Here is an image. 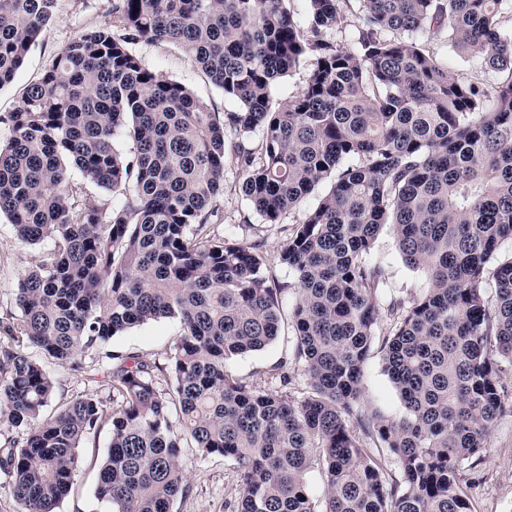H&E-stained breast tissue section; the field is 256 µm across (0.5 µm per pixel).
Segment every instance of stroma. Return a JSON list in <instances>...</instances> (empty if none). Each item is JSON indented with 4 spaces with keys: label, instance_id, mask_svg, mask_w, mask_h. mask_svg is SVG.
I'll return each mask as SVG.
<instances>
[{
    "label": "stroma",
    "instance_id": "stroma-1",
    "mask_svg": "<svg viewBox=\"0 0 512 512\" xmlns=\"http://www.w3.org/2000/svg\"><path fill=\"white\" fill-rule=\"evenodd\" d=\"M110 0H60L55 18L40 39L31 47L23 66L13 80L0 88V115L14 110L21 102L25 88L36 80L51 59L79 32L97 27L110 19ZM426 43L439 59L446 62L451 72L465 76L482 73L493 82L498 71L486 68L482 60L457 50L447 33L428 36ZM136 53L160 75L180 81L203 97L213 110L227 112L233 107L222 91L215 88L185 47L168 44H140ZM239 176L235 168L224 172V222L219 232L233 233L246 244L260 240L267 257L274 258L288 237L296 213L284 214L279 223L268 224L257 215L249 202L237 191ZM40 253L39 248L20 242L6 216H0V314L14 310V290L19 279L30 268ZM373 260L380 262L386 272L384 291L396 297H409L420 289L427 276L424 271L410 267L396 247L390 229H382L371 250ZM181 332L175 318H163L141 324L114 337L111 348L117 352H135L144 359L165 362L173 343ZM290 330H282L279 338L263 350L232 358L227 368L236 377L263 389H276L269 371L290 352ZM362 408L389 418L400 417L403 406L400 397L383 370L380 348H373L364 368ZM110 438L109 430H101L83 449L82 466L75 478V487L59 512H101L94 497L96 461L105 452ZM181 467L191 484L189 495L176 497L171 512H227L226 504L236 487V473L231 462L220 456L201 457L196 449L183 448ZM476 484L468 488L473 512H512V416L498 421L488 440L485 457L471 471Z\"/></svg>",
    "mask_w": 512,
    "mask_h": 512
}]
</instances>
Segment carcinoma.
Returning <instances> with one entry per match:
<instances>
[{
  "mask_svg": "<svg viewBox=\"0 0 512 512\" xmlns=\"http://www.w3.org/2000/svg\"><path fill=\"white\" fill-rule=\"evenodd\" d=\"M110 2L112 21L70 41L0 115V214L23 243L47 245L18 282L19 313L0 316V473L19 512H56L105 425L94 496L107 512H170L190 490L186 443L234 464L233 512H472L461 470L512 411L498 387L512 365V0H359L353 49L329 39L340 0H306L304 26L290 0ZM57 4L0 0V88ZM444 29L508 76L450 73L424 41ZM161 43L192 50L236 109L212 111L132 50ZM310 56L305 86L274 102ZM120 132L129 155L114 147ZM228 164L268 224L323 188L274 257L294 274L286 321L262 242L214 230ZM71 166L122 203L76 188ZM386 226L427 274L410 300L385 296L370 259ZM384 312L397 419L361 409ZM161 318L182 327L166 363L104 350ZM284 322L294 345L272 368L279 389L226 370ZM100 356L112 364L97 389L45 414L46 364L85 373ZM313 466L321 505L305 483Z\"/></svg>",
  "mask_w": 512,
  "mask_h": 512,
  "instance_id": "1",
  "label": "carcinoma"
}]
</instances>
